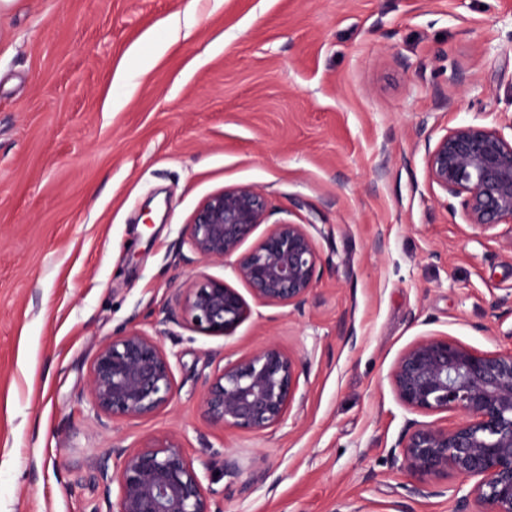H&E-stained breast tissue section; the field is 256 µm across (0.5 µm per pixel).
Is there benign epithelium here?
I'll return each instance as SVG.
<instances>
[{"instance_id": "obj_1", "label": "benign epithelium", "mask_w": 512, "mask_h": 512, "mask_svg": "<svg viewBox=\"0 0 512 512\" xmlns=\"http://www.w3.org/2000/svg\"><path fill=\"white\" fill-rule=\"evenodd\" d=\"M426 176L441 191L438 202L463 223L481 230L512 224V137L480 123L445 129L426 148ZM268 199L253 186L207 196L186 225L185 241L202 261L238 254L266 223ZM320 258L301 224L282 222L239 254L237 278L259 300L301 306L317 278ZM250 315L241 294L223 280L199 274L175 300L167 319L206 336H228ZM299 364L268 344L206 382L199 410L211 423L255 432L282 423L299 386ZM390 382L399 403L423 414L455 413L451 425L411 420L397 447L400 468L430 492L432 480L452 471L474 484L467 493L450 487L461 512H512V351L484 353L448 336H427L404 349ZM95 409L114 419H138L167 407L174 397L171 363L160 336L132 326L105 341L89 370ZM97 463L104 484L117 483L116 498L90 512H214L205 487L172 431L143 447Z\"/></svg>"}]
</instances>
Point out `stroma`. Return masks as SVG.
I'll return each instance as SVG.
<instances>
[{"label":"stroma","mask_w":512,"mask_h":512,"mask_svg":"<svg viewBox=\"0 0 512 512\" xmlns=\"http://www.w3.org/2000/svg\"><path fill=\"white\" fill-rule=\"evenodd\" d=\"M512 121V0H11L0 7V512H87L114 448L177 431L221 512H456L392 461L411 419L390 371L429 335L512 349L507 225L437 202L425 144ZM254 186L320 256L301 307L253 297L234 258L183 242L200 202ZM251 314L231 335L165 323L198 273ZM160 335L176 395L94 408L100 345ZM272 343L300 362L284 422L223 428L206 382Z\"/></svg>","instance_id":"stroma-1"}]
</instances>
